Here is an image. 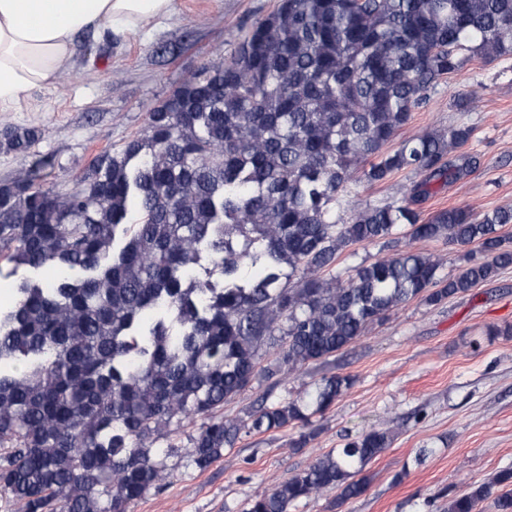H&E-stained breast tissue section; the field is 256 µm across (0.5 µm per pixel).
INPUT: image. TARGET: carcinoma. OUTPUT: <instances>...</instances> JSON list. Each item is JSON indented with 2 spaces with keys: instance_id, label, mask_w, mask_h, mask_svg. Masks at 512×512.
<instances>
[{
  "instance_id": "obj_1",
  "label": "carcinoma",
  "mask_w": 512,
  "mask_h": 512,
  "mask_svg": "<svg viewBox=\"0 0 512 512\" xmlns=\"http://www.w3.org/2000/svg\"><path fill=\"white\" fill-rule=\"evenodd\" d=\"M512 55V0H279L233 56L207 63L149 114L143 133L98 156L75 192L40 186L51 159L0 183V270H61L23 280L0 309V494L21 512H127L170 476L175 445L204 470L244 433L308 423L351 385L322 377L296 399L260 395L247 418L224 401L252 388L261 347L292 374L356 342L394 308L439 305L512 265V208L424 216L434 181L479 159L466 126L391 146L412 112L471 61ZM4 148L28 153L30 128ZM408 170L401 200L373 205L353 185ZM414 240L474 244L458 274L410 249L334 273L343 249ZM222 285L191 275L202 256ZM264 274L241 278L244 263ZM389 445L376 429L315 457L244 512L366 489ZM481 485L448 505L474 512Z\"/></svg>"
}]
</instances>
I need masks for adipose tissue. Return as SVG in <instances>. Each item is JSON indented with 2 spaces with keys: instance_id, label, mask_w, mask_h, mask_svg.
<instances>
[{
  "instance_id": "ef3b65f1",
  "label": "adipose tissue",
  "mask_w": 512,
  "mask_h": 512,
  "mask_svg": "<svg viewBox=\"0 0 512 512\" xmlns=\"http://www.w3.org/2000/svg\"><path fill=\"white\" fill-rule=\"evenodd\" d=\"M175 0H0V112L31 109L73 64L79 35L128 37L169 17Z\"/></svg>"
}]
</instances>
